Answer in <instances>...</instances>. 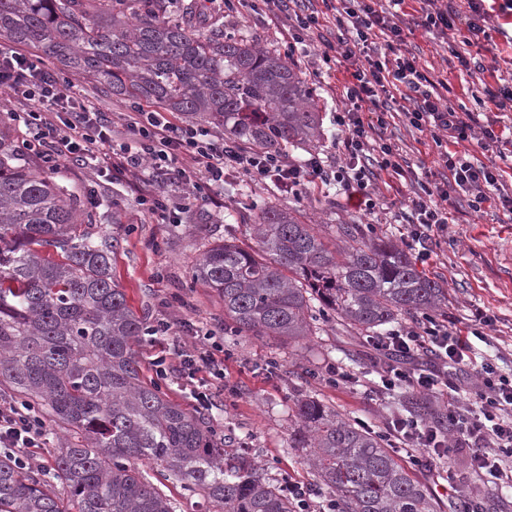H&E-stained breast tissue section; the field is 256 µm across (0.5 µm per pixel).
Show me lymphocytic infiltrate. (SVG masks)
I'll return each instance as SVG.
<instances>
[{
	"label": "lymphocytic infiltrate",
	"mask_w": 512,
	"mask_h": 512,
	"mask_svg": "<svg viewBox=\"0 0 512 512\" xmlns=\"http://www.w3.org/2000/svg\"><path fill=\"white\" fill-rule=\"evenodd\" d=\"M321 2L322 10L333 12L334 26L322 24L321 10L309 9L308 0H224V9L234 13L247 7L274 17L288 16L295 21L292 41L310 40L328 51L340 49L351 63V77L341 92L345 107L335 115L341 137L336 143L338 158L332 164L317 156L298 163L284 155L248 152L229 145L207 126L176 122L141 103L121 113L129 139L115 142L111 119L88 109L73 88L17 52L0 50V91L32 104L23 121L30 145L49 169L76 163L116 176L142 172L147 188L143 200L159 224L180 223L182 214L181 208L170 207L160 187L182 184L204 206L215 203L228 171L258 184L272 183L295 196L319 181L339 185L355 197L364 194L376 171L409 176L417 189L407 209L396 213L395 219L403 224L422 261L430 258L433 244L448 228L446 202L451 194H468L470 207L477 211L490 203L512 213V193L503 190L502 168L473 164L451 150L453 144L473 136L482 151L500 152L508 138L491 115L512 112V85L486 91L480 107L488 120L478 125L473 113L449 104L447 80L433 79L419 55L406 49L400 14L406 0ZM417 2L414 25L446 45L454 44L463 30L470 40H479L490 30L495 11L488 0H467L463 12L439 6L437 0ZM395 102L400 103L407 124L429 132L435 144L443 147L447 174L442 180L431 179L425 170L414 171L395 143L375 140ZM477 320L478 328L465 332L425 317L371 338L380 358V379L369 391L378 397L398 389L446 396L445 427L411 417L391 418L383 433L389 447L419 451L430 463L447 457L450 449L462 448L472 466L488 474L497 487L512 488V375L503 373L495 357L478 347L493 316L483 312ZM422 355L434 357L438 367H414V360ZM462 368L473 370L477 377L476 388L465 399L448 376L449 370ZM47 435L46 421L32 406L11 396L0 397V452L11 454L17 466L40 465Z\"/></svg>",
	"instance_id": "f902f5d3"
}]
</instances>
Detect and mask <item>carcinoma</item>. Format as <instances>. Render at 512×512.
<instances>
[{
	"label": "carcinoma",
	"mask_w": 512,
	"mask_h": 512,
	"mask_svg": "<svg viewBox=\"0 0 512 512\" xmlns=\"http://www.w3.org/2000/svg\"><path fill=\"white\" fill-rule=\"evenodd\" d=\"M173 9L174 0H0V37L105 93L202 121L253 152L321 143L315 94L295 65L225 34L217 16L197 33L188 9L172 18ZM93 221L74 191L27 162L14 130L1 128L0 387L37 405L62 442L52 470L66 495L0 455V512H173L130 460L161 466L216 512H295L288 492L252 459L229 454L203 415L144 380L134 353L144 319L112 280L118 240ZM251 221L259 249L217 243L192 271L217 293L236 334L293 342L327 312L374 337L448 306V289L420 274L408 250L360 224L320 230L274 200ZM404 403L440 423L422 396ZM289 411L291 447L305 450L336 493L335 512H437L381 435L313 398Z\"/></svg>",
	"instance_id": "1"
}]
</instances>
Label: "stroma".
<instances>
[{
	"instance_id": "35a3bbf8",
	"label": "stroma",
	"mask_w": 512,
	"mask_h": 512,
	"mask_svg": "<svg viewBox=\"0 0 512 512\" xmlns=\"http://www.w3.org/2000/svg\"><path fill=\"white\" fill-rule=\"evenodd\" d=\"M289 26L285 17L267 23L254 15L225 22L227 31L244 34L283 53L288 50L285 35ZM407 47L420 55L433 77L447 80L451 88L449 99L462 112L478 111L476 99L483 96L485 88L498 87L500 80L512 78V44L497 33L490 40L459 47L460 52L471 53L482 63L479 71L460 69L448 49L440 47L431 34L419 27L409 34ZM320 54L319 47H311L310 62H299L298 67L319 101L328 140L321 154L327 157L332 152L331 141L340 136L333 115L343 107L341 90L349 73L347 62L341 59L330 66L313 68L312 62ZM384 135L411 163L444 173V160L429 133L408 127L401 117L393 116ZM64 174L68 183L81 192L96 193L97 212L104 215L113 211V219L104 217L98 226L99 231L120 241L112 278L145 322L160 317L184 319L201 329L224 334V348L229 353L224 371L235 387L234 393L216 396L213 407L207 410L201 409L189 391L175 384L166 388V397L189 412H204L225 447L244 451L270 480L305 485L311 489L314 502L327 505L334 493L306 465L303 450L292 447L294 424L288 409L296 396H311L374 431H382L385 421L399 413L401 407L396 400L374 401L366 393L364 384L375 364L370 349L362 338L332 319L322 322L318 335L291 344L233 335L224 329V308L219 298L192 280L195 259L214 242L226 239L244 247L254 246L249 217L254 206L273 193V186L253 184L228 173L221 190L222 206L194 208L195 218L191 221L157 224L139 201L135 177L109 181L73 164L65 167ZM374 189L382 206L372 213L360 209L356 201L334 186L312 185L300 196H284L280 202L284 207L298 209L309 224L350 221L371 226L375 233L405 243V230L392 223L391 213L407 203L412 194L409 182L383 173L375 180ZM432 249L430 260L420 264L418 270L447 286L450 296L445 318L466 326L475 310H485L495 318L489 335L497 337L501 347L512 348V213L493 206L476 211L467 196L456 195L448 206V228ZM330 364L354 372L360 385L350 389L327 385L323 375ZM402 461L435 499L439 512L454 509L449 496L438 488V477L449 474L466 481L474 495L482 487L481 481L474 478L468 454L455 449L433 471L407 453ZM141 470L170 500L174 512H213L212 505L198 491L169 478L162 467L145 464Z\"/></svg>"
}]
</instances>
